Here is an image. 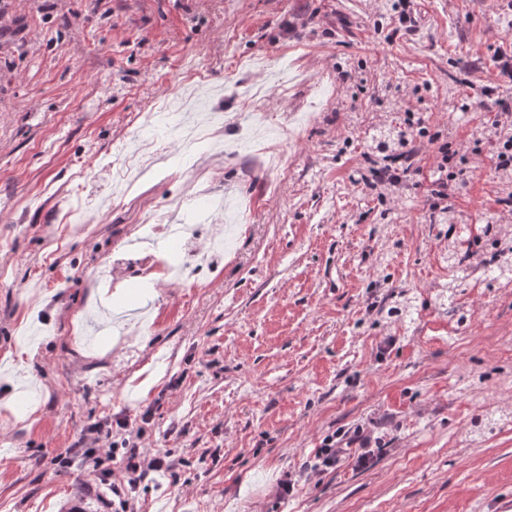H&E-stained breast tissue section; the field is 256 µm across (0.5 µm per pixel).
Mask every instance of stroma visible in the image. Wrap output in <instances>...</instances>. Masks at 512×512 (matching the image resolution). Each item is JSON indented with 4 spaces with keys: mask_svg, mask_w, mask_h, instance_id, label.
Returning <instances> with one entry per match:
<instances>
[{
    "mask_svg": "<svg viewBox=\"0 0 512 512\" xmlns=\"http://www.w3.org/2000/svg\"><path fill=\"white\" fill-rule=\"evenodd\" d=\"M414 7L392 39L390 0H0V512L123 481L83 455L113 416L173 458L136 512H512V282L482 229L512 182L469 155L448 212L473 275L448 298L425 187L362 181L407 113L465 146L512 104V0ZM158 216L222 234L215 272L90 334ZM358 426L367 467L308 469Z\"/></svg>",
    "mask_w": 512,
    "mask_h": 512,
    "instance_id": "35a3bbf8",
    "label": "stroma"
}]
</instances>
